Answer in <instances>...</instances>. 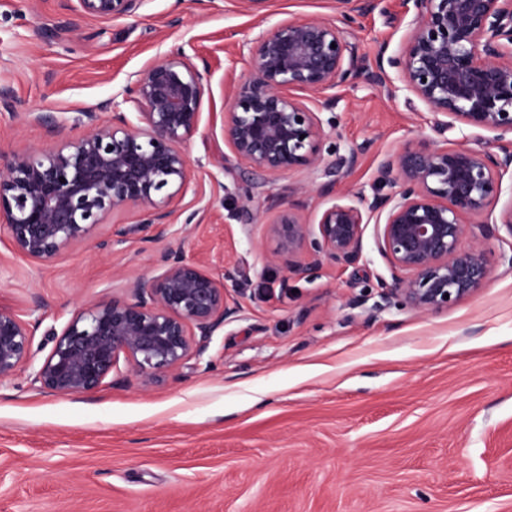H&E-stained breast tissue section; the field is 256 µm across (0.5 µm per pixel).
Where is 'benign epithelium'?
Wrapping results in <instances>:
<instances>
[{
  "instance_id": "benign-epithelium-1",
  "label": "benign epithelium",
  "mask_w": 512,
  "mask_h": 512,
  "mask_svg": "<svg viewBox=\"0 0 512 512\" xmlns=\"http://www.w3.org/2000/svg\"><path fill=\"white\" fill-rule=\"evenodd\" d=\"M79 16L102 22L134 15L140 0H74ZM336 20L290 17L246 44L250 69L232 87L224 112V142L252 167L277 176L315 171L329 138L320 113L335 100L310 106L309 96L359 82L408 92L445 117L446 131L461 124L475 137L491 134L494 147L439 145L422 136L384 154L372 194L350 203L329 201L318 222L291 208L268 225L276 241L272 259L307 277L327 262L356 265L364 227L375 224L377 246L390 277L377 279L381 299L418 312L446 309L475 296L489 283L493 263L481 244L464 245L466 224L482 225L486 240L504 227L512 236V199L495 211L502 180L512 171V0H407L413 19L397 50L378 47L370 65L353 40L358 20L384 0H334ZM184 47L137 71L114 100L112 119L54 146L5 155L0 152V227L13 250L48 261L89 239L106 219L128 210L144 226L169 223L171 205L192 190L184 143L198 129L207 90L203 73ZM141 109L133 124L120 104ZM26 118L60 132L47 112ZM363 148H352L335 166L347 175ZM308 253L312 261L302 260ZM159 273L128 281L132 298L114 297L76 314L59 333L33 378L46 392L81 395L100 388L120 359L156 380L200 358L215 333L240 318L229 286L239 268L215 275L182 249L156 259ZM29 323L0 309V381L31 359Z\"/></svg>"
}]
</instances>
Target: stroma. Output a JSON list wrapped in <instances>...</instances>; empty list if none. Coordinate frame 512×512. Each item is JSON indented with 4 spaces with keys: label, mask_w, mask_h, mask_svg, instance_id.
Instances as JSON below:
<instances>
[{
    "label": "stroma",
    "mask_w": 512,
    "mask_h": 512,
    "mask_svg": "<svg viewBox=\"0 0 512 512\" xmlns=\"http://www.w3.org/2000/svg\"><path fill=\"white\" fill-rule=\"evenodd\" d=\"M360 18L354 34L374 57L397 49L411 19L404 0ZM335 19L334 0H143L109 24L74 20L67 0H0V150H40L57 136L25 120L52 112L67 136L83 114L121 99L129 77L171 49L207 61L208 91L185 143L197 194L169 224L114 215L92 239L34 263L0 231V309L30 324L34 363L52 332L156 275L157 254L182 248L212 273L239 263L240 320L198 360L146 380L128 362L118 383L80 396L0 382V512H512V270L494 264L475 297L439 312L382 305L389 277L366 225L359 265L324 264L306 279L271 262L266 224L291 205L316 222L321 173L270 177L224 142L229 90L250 68L246 42L288 17ZM323 111L337 153L361 148L333 191L357 201L382 156L434 136L436 116L416 98L358 84L327 90ZM129 227L114 243L112 225Z\"/></svg>",
    "instance_id": "obj_1"
}]
</instances>
